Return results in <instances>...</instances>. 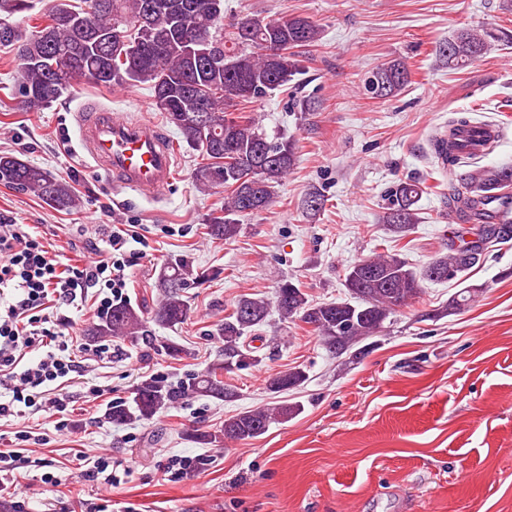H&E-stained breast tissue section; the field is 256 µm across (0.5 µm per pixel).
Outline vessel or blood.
<instances>
[{"label": "vessel or blood", "instance_id": "obj_1", "mask_svg": "<svg viewBox=\"0 0 512 512\" xmlns=\"http://www.w3.org/2000/svg\"><path fill=\"white\" fill-rule=\"evenodd\" d=\"M77 126L86 160L104 171L114 191L157 199L171 185V145L153 122L132 124L111 109L87 107Z\"/></svg>", "mask_w": 512, "mask_h": 512}]
</instances>
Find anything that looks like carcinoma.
Returning <instances> with one entry per match:
<instances>
[{"mask_svg":"<svg viewBox=\"0 0 512 512\" xmlns=\"http://www.w3.org/2000/svg\"><path fill=\"white\" fill-rule=\"evenodd\" d=\"M147 0H84L78 8L70 0H56L45 14L44 23L20 40L0 32V46L16 48L20 61L19 91L24 107L48 108L77 80L103 86L145 85L152 93L155 109L179 132L181 142L199 151L206 163L196 169V183L208 188L217 182L212 173L224 172V209L207 218L208 235L226 240L236 237L240 218L265 209L275 188L288 176L296 161L295 141L269 135L259 120L244 114V105L259 101L304 74L311 48L322 39V28L308 17L291 16L265 21L243 16L224 25V13L209 5L224 0H152L161 15L147 29L136 26ZM30 10L29 0H0V21ZM204 37L201 50L224 58L212 65L204 56L192 54L187 43ZM512 44V30L462 27L435 49L438 61L450 70L461 71L496 47ZM408 65L394 59L368 73L363 81L372 98L397 96L411 83ZM207 112L208 124L193 121L198 109ZM476 126L458 116L431 142L437 163L450 169L467 165L473 151L462 150L456 136ZM0 178L21 193L66 210L81 201L65 181L46 169L16 155H0ZM427 187L417 179L401 180L387 191L382 222L401 240L410 233L419 216L415 205ZM512 167L476 166L460 175L448 193V206L468 219L478 207L512 196ZM512 239V220L485 224L478 238L450 246L449 251L429 262L421 272L410 269L397 253H374L347 268L344 286L356 303L349 301L313 303L291 280L281 281L275 295L240 297L216 335L224 347L216 362L189 375L178 388L147 379L137 384L130 396L110 407L115 422L149 421L190 395L230 401L235 390L224 385V374L258 362L248 335L265 325L271 313L281 321L299 320L317 333L322 346L341 355L354 345L378 335L384 323L399 308L419 297L422 282L456 278L476 266L498 240ZM217 275L192 264L184 255L169 257L161 268L157 288L160 304L151 321L172 328L185 323L192 307L188 290ZM476 288L465 287L448 299V314L473 301ZM93 337L117 336L131 342L149 336L142 309L127 300L112 304L91 329ZM307 380L306 371L294 366L268 380V390L281 393ZM300 413V405L281 403L259 406L224 420V439L246 441L262 435L270 422Z\"/></svg>","mask_w":512,"mask_h":512,"instance_id":"1","label":"carcinoma"}]
</instances>
